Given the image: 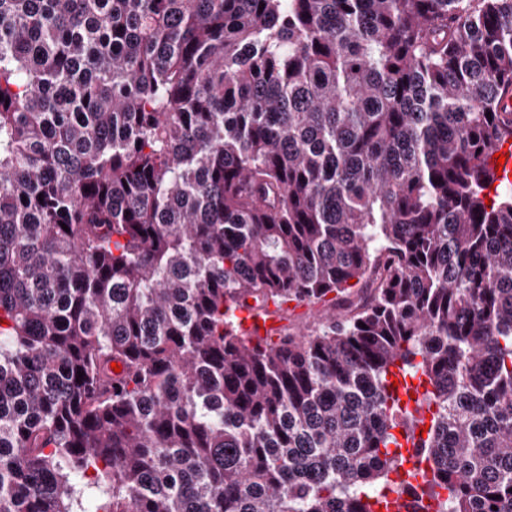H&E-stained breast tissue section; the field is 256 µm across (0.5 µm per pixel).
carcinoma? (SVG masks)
Segmentation results:
<instances>
[{"mask_svg":"<svg viewBox=\"0 0 512 512\" xmlns=\"http://www.w3.org/2000/svg\"><path fill=\"white\" fill-rule=\"evenodd\" d=\"M510 89L512 0H0V512H512ZM326 314V309L321 305L302 304L294 309L291 314L288 313V318L292 323L299 325H313L319 322Z\"/></svg>","mask_w":512,"mask_h":512,"instance_id":"carcinoma-1","label":"carcinoma"}]
</instances>
